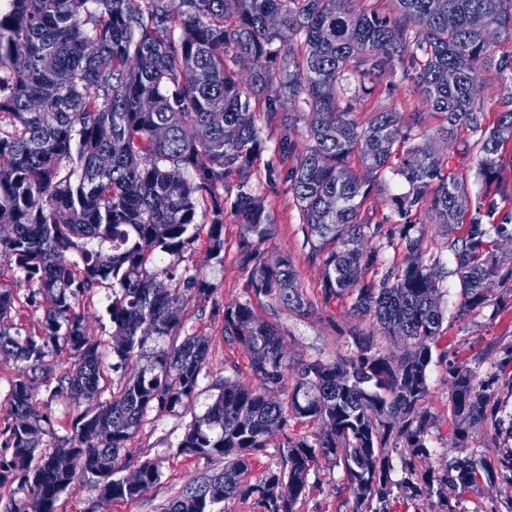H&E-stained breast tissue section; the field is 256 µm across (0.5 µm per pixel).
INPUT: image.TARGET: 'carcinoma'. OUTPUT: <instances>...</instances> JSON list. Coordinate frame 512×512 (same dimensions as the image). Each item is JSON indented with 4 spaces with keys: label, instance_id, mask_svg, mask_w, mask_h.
<instances>
[{
    "label": "carcinoma",
    "instance_id": "carcinoma-1",
    "mask_svg": "<svg viewBox=\"0 0 512 512\" xmlns=\"http://www.w3.org/2000/svg\"><path fill=\"white\" fill-rule=\"evenodd\" d=\"M354 0H8L0 10V267L13 266L42 297L38 330L12 335L13 289L0 283V356L25 363L9 395L15 422L3 431L0 487H14L4 512H56L61 495L79 487L100 500H133L160 478L145 459L136 478L123 475L120 452L149 414L191 407L208 365L209 340L188 336L168 345L186 302L208 301L212 284L199 272L177 276L152 266L153 256H178L200 237L198 208L208 212L210 256L224 261V215L241 226L239 261L251 267L256 300L270 299L300 316L317 307L304 296L291 260L261 261L260 246L274 220L250 185V172L268 150L252 102L279 119L267 163L269 182L289 185L302 216L304 242L324 266L322 305L348 295L349 315L372 320L405 346L386 353L374 333L351 331L355 352L331 361L286 362L284 329L258 314L252 300L224 307V337L250 354L257 385L230 376L205 413L188 425L179 453L224 468L195 477L164 512H214L235 497L257 498L263 512H296L309 475L324 459L342 468L352 512H390L393 488L430 512H455L451 500L480 477L512 484V450L495 469L471 455L448 460L444 472L423 467L431 456L427 372L447 307L443 281H459L463 317L488 302L486 284L498 280L512 294V265L491 249L512 239V203L504 172L512 157V56L495 58L482 38L489 25L512 39V0H397L396 13L357 11ZM276 16L279 27L269 26ZM49 56L53 65L45 68ZM469 66L459 67V57ZM495 67L504 82L496 124H483L474 97L483 72ZM249 70L245 82L239 70ZM389 79V90L410 82L430 110L443 115L434 138L461 130L478 146V195L448 171L449 158L417 144L424 120L375 112L362 122L359 99ZM307 107L308 141L301 145L285 105ZM356 157L371 173L387 169L409 190L394 198L403 223L383 230L365 207L375 180L355 174ZM237 192L224 196L226 179ZM470 216L461 241L448 250L453 268L426 257L424 224L447 229ZM359 238L386 239L404 253L379 280L380 249L352 247ZM112 283L107 312L112 342L86 335L79 297ZM117 370L135 360L136 374L102 398L104 356ZM71 367L48 399L75 402L69 433L37 451L40 437H56L51 417L37 406L31 375ZM292 386H287L288 376ZM449 402L464 447L470 430L498 435L506 404L498 379L481 377L468 362L448 363ZM314 422L308 439L284 434L288 421ZM284 435L282 464L257 484L243 476L276 434ZM401 450L402 478L392 479V449Z\"/></svg>",
    "mask_w": 512,
    "mask_h": 512
}]
</instances>
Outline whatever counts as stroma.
<instances>
[{
  "label": "stroma",
  "mask_w": 512,
  "mask_h": 512,
  "mask_svg": "<svg viewBox=\"0 0 512 512\" xmlns=\"http://www.w3.org/2000/svg\"><path fill=\"white\" fill-rule=\"evenodd\" d=\"M395 109L405 116L421 112L426 116L425 127L435 132L441 124L438 114L428 111L421 94L411 84L400 85L394 93H387L384 85H377L371 95L363 97L358 105L360 119L369 118L376 111ZM250 183L259 194L273 216L275 233L260 247L263 260L272 262L279 256H288L298 273V283L306 297L317 302L315 315L301 319L272 303H264L259 314L262 318L279 322L285 331V349L288 360L330 361L337 356H346L354 351L348 335L355 321L348 314L350 298L332 301L321 306L319 299L323 280L320 261L311 260L309 249L304 244L301 230L302 220L298 204L287 184H269L265 177L264 162H257L250 173ZM407 184L392 173H384L377 180V188L369 199L377 220L385 226L398 223L394 210V197L405 193ZM240 227L233 217L224 219V259H212L205 239H197L188 245L180 256H163L160 264L172 267L175 273L184 270L202 272L212 283L214 293L203 304L191 301L184 305L178 337L200 335L209 339V365L200 377L198 391L190 409H179L170 413L150 416L144 421L127 444L132 461L152 459L158 461L161 478L143 496L128 501H100L83 490L63 495L58 512H163L168 502L176 497L184 486L206 468H223V459L212 462L185 456L179 453L178 445L187 426L194 417L203 415L217 395L213 387L226 369L238 370L241 383L252 384L249 370L250 357L247 350L224 336V306L248 300L252 296L248 283L249 268L242 266L238 258ZM5 281L14 288L19 304L12 315L11 330L27 334L37 329L42 318L38 301L32 300L33 288L22 272H7ZM504 290L492 285L485 307L461 318H447L443 324V335L434 349L438 359L428 373L429 405L434 419L429 431V444L433 453L428 461L430 467L443 469L448 460L461 452L477 458L496 461L507 442V434L491 438L484 427L473 428L467 450L455 444V420L448 407V364L441 361L443 352L458 354L460 358L477 360L480 375L495 373L496 367L486 356L492 346L512 344V299L504 300ZM112 297L111 284L104 283L82 296L78 309L85 316L88 335L109 342L112 339V322L107 306ZM59 366L52 375H37L34 379L37 402L44 405L51 416L57 435H66L74 404L68 399L48 401L51 389L56 387L68 364L67 357H59ZM343 472L340 468L324 463L311 472L308 497L297 506V512H350L352 498L344 490ZM456 512H507L512 506V485L497 481L481 482L462 493L454 502Z\"/></svg>",
  "instance_id": "1"
}]
</instances>
